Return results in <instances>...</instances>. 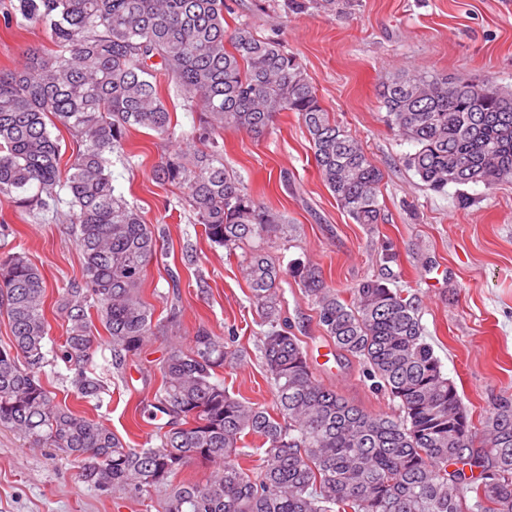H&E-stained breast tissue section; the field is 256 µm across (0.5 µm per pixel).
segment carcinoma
Segmentation results:
<instances>
[{
    "label": "carcinoma",
    "mask_w": 512,
    "mask_h": 512,
    "mask_svg": "<svg viewBox=\"0 0 512 512\" xmlns=\"http://www.w3.org/2000/svg\"><path fill=\"white\" fill-rule=\"evenodd\" d=\"M224 0H17L14 15L42 23L54 49L0 72V195L49 210L70 196L81 280L62 289L56 312L66 338L53 360L77 396L98 400L104 381L88 364L108 333L116 366L154 335V309L141 291L161 233L115 194L109 157L125 154L136 128L181 139L162 99L160 77L199 113L192 140L156 166L186 189L207 239L240 258L250 302L268 329L261 353L272 406L234 397L220 372L239 360L231 341L200 326L185 348L170 341L148 415L167 421L159 443L131 448L100 421L56 403L42 379L50 365L46 282L23 252L0 254V312L11 344L0 347V427L34 447L80 463L102 493H164L158 512H512V400L475 426L427 342L418 301L367 278L345 299L319 266H283L265 249L293 227L224 167V130L261 135L281 112L305 127L315 166L355 223L381 220L383 173L361 144L332 121L295 56L240 25L225 28ZM454 91L448 92V85ZM386 123L414 145L405 166L432 191L512 183V89L486 78L402 73L382 84ZM59 123L78 150L66 174ZM297 282L336 350L350 356L397 413H370L314 374L300 337L281 322L278 284ZM259 456L258 471L241 466ZM192 460L214 472L204 484L174 479Z\"/></svg>",
    "instance_id": "obj_1"
}]
</instances>
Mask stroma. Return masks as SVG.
<instances>
[{
  "instance_id": "35a3bbf8",
  "label": "stroma",
  "mask_w": 512,
  "mask_h": 512,
  "mask_svg": "<svg viewBox=\"0 0 512 512\" xmlns=\"http://www.w3.org/2000/svg\"><path fill=\"white\" fill-rule=\"evenodd\" d=\"M13 3L0 0V71L50 45L45 26L6 24ZM226 3V29L244 24L278 40L302 65L322 106L384 173L382 220L370 228L338 208L297 114L280 113L259 136L225 130V167L297 227L293 241H278L270 254L284 264L297 258L318 263L326 284L344 294L366 278L393 273L396 286L419 300L426 338L464 406L474 420L483 419L501 397L512 398V184L428 190L405 167L414 147L385 123L378 92L404 69L479 75L512 86V0H336L331 12L313 4L294 11L287 0ZM175 148L140 128L128 134L126 157L110 160L117 193L163 233L162 253L148 265L143 285L155 308L156 335L119 370L106 337L98 338L89 366L107 386L101 401L79 398L62 362L43 378L56 402L105 423L132 448L155 442L157 430L143 408L161 384L158 364L170 336L190 340L202 325L217 336L236 334L241 359L224 370L228 392L261 405L273 402L260 352L261 320L237 259L205 238L182 190L154 175ZM461 193L467 204H459ZM69 200L65 193L57 207L31 212L0 196V224L13 230L9 244L45 279L51 349L66 336L56 313L58 292L82 276ZM175 277L180 284L174 290L169 283ZM280 289L283 317L306 342L317 378L367 411L395 412L396 404L372 388L356 362L327 353L299 285L291 280ZM157 498L154 491L138 500L101 493L81 480L70 458L0 429V512H156Z\"/></svg>"
}]
</instances>
